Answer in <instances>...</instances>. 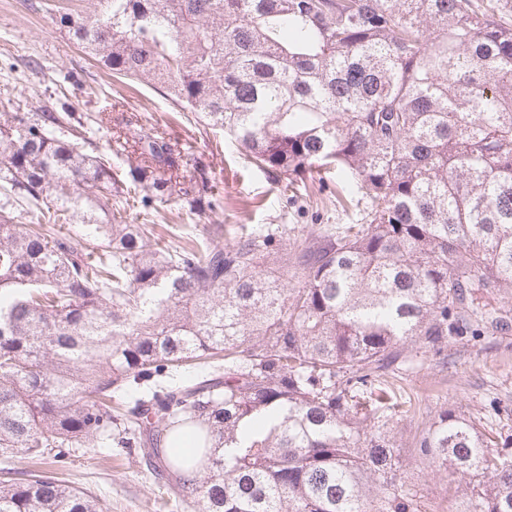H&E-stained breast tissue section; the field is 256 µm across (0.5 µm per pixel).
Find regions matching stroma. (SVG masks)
I'll return each instance as SVG.
<instances>
[{"instance_id": "obj_1", "label": "stroma", "mask_w": 512, "mask_h": 512, "mask_svg": "<svg viewBox=\"0 0 512 512\" xmlns=\"http://www.w3.org/2000/svg\"><path fill=\"white\" fill-rule=\"evenodd\" d=\"M87 0H0V74L13 71L14 93L0 91V117L17 102L36 110L51 102L81 116L136 117L155 128L183 156L182 174L192 179L205 166L223 193V206L189 216L176 202L158 204L153 216L163 225L191 224L198 234L223 227L222 243L245 227L285 224L314 231L319 224H349L355 216L336 206V179L314 174L307 195L291 202L272 177L249 168L230 142L179 111L147 83L113 78L70 43L56 26L58 12L84 8ZM400 405L388 427L393 451L404 464V489L421 512H458L460 500L449 476L417 454L416 443L444 409L482 417L490 433L512 435V328L478 338L449 339L445 357L416 350L408 363L385 377ZM111 512H196L193 502L171 495L173 475L157 476L138 455L72 454L60 472Z\"/></svg>"}]
</instances>
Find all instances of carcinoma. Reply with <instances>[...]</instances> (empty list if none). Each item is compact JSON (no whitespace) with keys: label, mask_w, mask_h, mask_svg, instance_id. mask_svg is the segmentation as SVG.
<instances>
[{"label":"carcinoma","mask_w":512,"mask_h":512,"mask_svg":"<svg viewBox=\"0 0 512 512\" xmlns=\"http://www.w3.org/2000/svg\"><path fill=\"white\" fill-rule=\"evenodd\" d=\"M70 42L150 83L246 163L299 190L318 170L362 206L317 235L263 225L170 247L128 224L221 207L152 129L104 149L103 122L0 121V512H104L46 466L113 448L147 460L196 432L200 512H420L387 423L386 371L512 309V0H104ZM27 223H14L15 213ZM82 226V243L61 231ZM458 512H512V436L447 409L417 442Z\"/></svg>","instance_id":"cac0c4a2"}]
</instances>
